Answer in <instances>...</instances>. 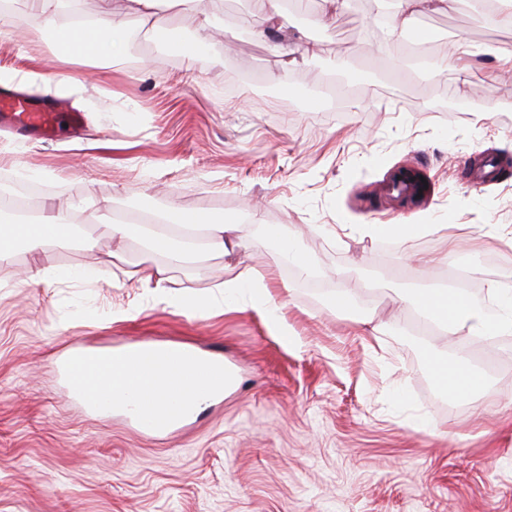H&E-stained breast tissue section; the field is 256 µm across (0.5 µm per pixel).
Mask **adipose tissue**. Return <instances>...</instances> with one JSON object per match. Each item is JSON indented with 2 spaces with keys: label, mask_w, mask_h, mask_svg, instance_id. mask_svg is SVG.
Here are the masks:
<instances>
[{
  "label": "adipose tissue",
  "mask_w": 512,
  "mask_h": 512,
  "mask_svg": "<svg viewBox=\"0 0 512 512\" xmlns=\"http://www.w3.org/2000/svg\"><path fill=\"white\" fill-rule=\"evenodd\" d=\"M78 0H28L30 24L34 31L49 33L60 42L74 34H82L88 46L87 60L94 61L112 55L124 41L121 21L104 15L92 21L79 20L76 7ZM10 205L0 202V264L9 263L16 244L22 243L30 251L42 252L47 246H64L79 241L83 231L73 213L60 211L42 218L37 224L7 222ZM184 244L161 231L150 230L151 249L164 253L168 265H179L186 259V242L202 238L211 251H226L234 246L235 227L231 224H187L183 227ZM491 295L500 300L495 316H488L485 308L472 300L466 292L457 288H419L402 296L416 314L432 321L448 335H464L482 339L488 336L512 335V283L493 281L488 285ZM432 370L438 382L448 394L480 393L486 388L484 374L474 368L467 359L451 363L434 362Z\"/></svg>",
  "instance_id": "ef3b65f1"
}]
</instances>
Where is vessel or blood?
<instances>
[{
	"label": "vessel or blood",
	"instance_id": "vessel-or-blood-1",
	"mask_svg": "<svg viewBox=\"0 0 512 512\" xmlns=\"http://www.w3.org/2000/svg\"><path fill=\"white\" fill-rule=\"evenodd\" d=\"M83 123V114L71 111L65 101L45 104L19 94L0 93L1 128L23 129L38 140L52 142L63 129L77 131ZM497 175L498 166L489 156L468 171L469 183L476 191L492 183ZM59 369L69 383L72 396L91 410L112 394L138 391L132 418L145 431L173 429L187 417L185 407L180 405L158 410L152 392L155 381H164L178 395L187 391L217 394L224 389L223 371L209 367L204 355L192 354L185 346L162 349L151 343L133 342L127 357L122 359L81 350L61 358Z\"/></svg>",
	"mask_w": 512,
	"mask_h": 512
}]
</instances>
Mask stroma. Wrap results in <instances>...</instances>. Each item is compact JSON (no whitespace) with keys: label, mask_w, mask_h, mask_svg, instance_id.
Instances as JSON below:
<instances>
[{"label":"stroma","mask_w":512,"mask_h":512,"mask_svg":"<svg viewBox=\"0 0 512 512\" xmlns=\"http://www.w3.org/2000/svg\"><path fill=\"white\" fill-rule=\"evenodd\" d=\"M225 2L172 0L178 49L154 43L126 0H80L87 16L134 22V69L122 52L98 62L67 55L18 21L0 41V85L85 115L74 140L0 131V176L46 187L41 210L77 209L91 237L17 250L0 269V512H512V335L423 334L409 307L390 320L397 295L471 282L492 316L487 283L512 280V73L494 94L483 83L496 69L492 49L512 47V28L488 23L484 0L423 14L420 41L436 28L465 35L480 66L466 80L452 66L413 77L398 51L348 39L379 18L378 0L364 11L349 0L329 25L342 39L292 23L293 63L275 83L276 34L239 27ZM204 11L224 35L199 54ZM230 69L242 79L232 95ZM32 72L43 81L28 82ZM443 87L457 110L426 111ZM280 92L295 99L292 110L268 103ZM482 153L509 167L477 192L464 167ZM402 166L430 183L421 205L380 191ZM152 211L169 225L189 214L235 225L239 246L199 250L162 290L145 287L131 270L166 261L144 245ZM403 222L417 234L377 261L385 239L366 225ZM116 224L125 237H113ZM282 224L309 269L284 262L267 239L265 226ZM41 264L55 278L24 284ZM245 264L260 271L271 307L209 305ZM343 283L357 290L347 312L334 298ZM164 293L201 305L178 310ZM134 341L190 345L222 360L231 382L165 433L67 397L65 353ZM432 356L466 357L486 393L449 396Z\"/></svg>","instance_id":"obj_1"}]
</instances>
